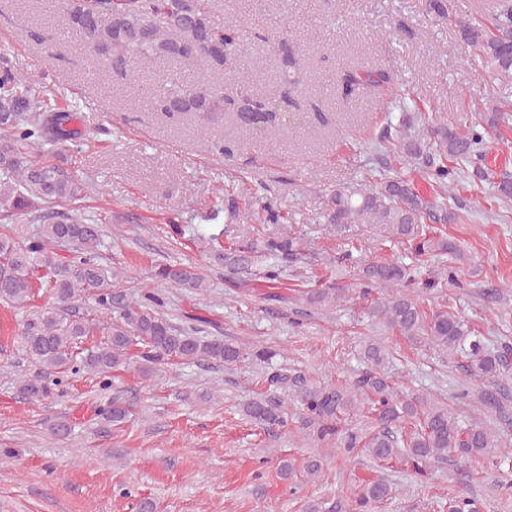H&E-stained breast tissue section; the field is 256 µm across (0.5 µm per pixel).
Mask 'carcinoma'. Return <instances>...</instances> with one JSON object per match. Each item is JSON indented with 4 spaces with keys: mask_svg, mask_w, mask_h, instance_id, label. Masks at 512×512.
I'll use <instances>...</instances> for the list:
<instances>
[{
    "mask_svg": "<svg viewBox=\"0 0 512 512\" xmlns=\"http://www.w3.org/2000/svg\"><path fill=\"white\" fill-rule=\"evenodd\" d=\"M209 0H60L67 25L84 40L85 51L101 60L107 70L125 80L135 79L137 68L155 61H200L233 80V64L246 53L244 25L228 20L219 27L210 20ZM462 45L470 48L482 68L495 73L506 86L512 83V0H495L489 24L459 22ZM282 73L287 86L300 83L296 70L302 58L282 51ZM367 83L380 88L391 100L402 98L388 72H379ZM288 100V90L268 94L231 97L224 83L206 87L172 84L156 98L162 112L197 114L241 112L248 122L263 114L273 121ZM456 127L433 118L423 121L417 133L408 136L391 131L387 125L375 139L376 149L418 165L421 180L433 191L428 199L417 183L400 175H380L373 183L345 186L334 190L323 214L325 223L342 235L352 224L385 226L390 241L409 245L417 256H444L456 246L435 227L433 218L469 219L453 187L475 174L492 180L495 197L503 206L512 202V175H496L486 162L490 132L512 127V92L503 90L494 98L491 111L484 112L473 102L465 108ZM77 111H59L48 99L27 86L12 67L7 54L0 53V221L9 223L21 216L39 225L25 235L16 226L0 234V305L21 309L33 297L34 289L51 293L52 302L24 320L19 343L39 367L32 378L21 380V390L34 400L50 397L68 378L83 372L101 378L107 389L111 374L136 367L149 379L162 367L174 362L204 363L212 368L232 366L251 356L268 361L274 354L267 348L250 353L234 342L204 334L202 319L186 317L187 325L176 324L166 312V301L158 294L138 298L120 285V277L101 264L104 247L99 220L77 217L59 205L81 196L83 188L68 170L58 164L26 160L22 151L75 141L83 130ZM38 199L44 208L37 214L29 210L30 200ZM252 217L263 228L281 224L286 217L277 202L258 199ZM200 234L197 239L209 246L224 268L230 282L249 287L246 274L254 260L271 259L263 277L273 291L264 293L270 300L286 301L276 292L288 263L303 256L301 239L286 232L252 234L245 247L231 242L224 249L214 244L224 236ZM66 247L70 257H56L55 249ZM155 274L175 288L207 290L205 279L194 266L162 264ZM414 270L390 258L361 265L360 288L349 289L337 281L316 280L300 290L306 307H330L359 293L371 299L365 315L398 333L411 349H432L448 365L469 379L484 384L477 402L489 413L509 416L512 398L497 385V378L512 370V346L492 340L468 327L448 304L427 309L415 298L410 284ZM456 269L442 264L440 271L421 282L422 287L458 288ZM384 290L387 297L373 298ZM90 336L100 340L86 355L79 349ZM359 357L367 368L352 380L334 384H312L307 377L288 372L284 365L271 368L269 386L286 389L299 404V429L320 441H335L336 454L350 459L361 455L377 468L378 475L360 481L350 495L335 499H313L307 512H374V509L399 494V482L385 470L395 463L419 476L455 457L465 471L490 464L498 469L512 466V449L504 448L497 430L487 424L464 420L448 404L425 394L403 395L385 372L395 355L377 340L362 341ZM366 412L369 422L350 425L347 420ZM243 415L266 429L288 425V410L283 401L270 393L242 403ZM131 414L130 404L120 396L97 411L106 426H118ZM70 418L60 415L50 420L49 431L66 438L74 430ZM439 512H482L477 496L460 492L440 505Z\"/></svg>",
    "mask_w": 512,
    "mask_h": 512,
    "instance_id": "cac0c4a2",
    "label": "carcinoma"
}]
</instances>
